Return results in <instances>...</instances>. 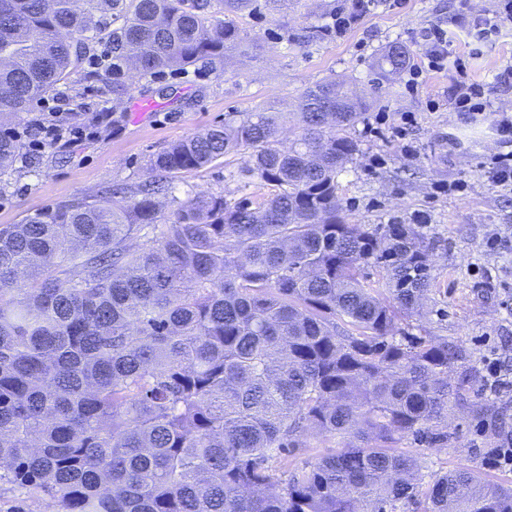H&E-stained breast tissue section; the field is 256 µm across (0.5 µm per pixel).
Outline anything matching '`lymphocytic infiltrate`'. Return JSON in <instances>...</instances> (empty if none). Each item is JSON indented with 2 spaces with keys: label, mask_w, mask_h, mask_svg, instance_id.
Returning a JSON list of instances; mask_svg holds the SVG:
<instances>
[{
  "label": "lymphocytic infiltrate",
  "mask_w": 512,
  "mask_h": 512,
  "mask_svg": "<svg viewBox=\"0 0 512 512\" xmlns=\"http://www.w3.org/2000/svg\"><path fill=\"white\" fill-rule=\"evenodd\" d=\"M499 10L486 15L476 10L473 0H454L449 25L430 24L418 34L422 48L421 61L409 70L411 79H419L425 72L454 70L455 83L452 101L455 109L467 120H477L489 107L492 86L512 87V64L498 73L494 84L474 79L473 60L480 54L481 45L490 38L512 39V0H500ZM406 0H336L323 27L326 35L344 38L355 31L365 17L377 11L392 12L403 8ZM49 111L38 113L22 129L30 153L37 154L57 144L77 146L82 139L80 129H63L58 122L60 110L68 105L65 92H57ZM496 133L502 147L485 164L489 180L496 186L512 188V114L499 113Z\"/></svg>",
  "instance_id": "obj_1"
}]
</instances>
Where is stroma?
<instances>
[{
  "label": "stroma",
  "mask_w": 512,
  "mask_h": 512,
  "mask_svg": "<svg viewBox=\"0 0 512 512\" xmlns=\"http://www.w3.org/2000/svg\"><path fill=\"white\" fill-rule=\"evenodd\" d=\"M334 0H253L236 15L243 34L226 50L219 67L197 64L143 78L127 71V92L112 88L104 63L109 37L121 19L97 15L99 32L65 90L70 102L62 114L66 127L84 130L74 148L53 147L27 163L0 172V224H18L46 207L77 197L95 196L109 186L135 187L147 178L150 157L207 129L238 119L243 112L297 111L306 90L329 79L346 80L367 104V121L379 133L356 128L359 152L338 177V195L350 221L371 227L394 221L420 223L427 241L436 243L435 286L421 324L431 335L462 344L466 362L483 369L500 358L512 368V190L483 176L481 162L499 149L494 121L512 113V90L491 97L484 122L472 123L454 112L451 70L426 74L417 91H408L405 74L382 78L376 63L390 45L408 48L411 60L421 50V27L448 22V0H409L404 9L367 17L362 27L337 41L321 30ZM442 100L429 111L430 99ZM159 109L142 122L130 119L136 100ZM110 113L106 123L97 113ZM415 124L405 139L392 134L401 113ZM413 153H404V145ZM246 155L238 151L200 171L174 179L172 192L160 197L164 212L188 192L221 194L235 201L260 195L258 185L240 175ZM463 180L465 191L441 192V185ZM496 246H489L491 235ZM456 445L421 451L423 474L458 466L483 469L490 478L512 479V470L489 464L484 438L466 414L451 419Z\"/></svg>",
  "instance_id": "stroma-1"
}]
</instances>
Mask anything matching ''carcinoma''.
<instances>
[{
	"label": "carcinoma",
	"instance_id": "cac0c4a2",
	"mask_svg": "<svg viewBox=\"0 0 512 512\" xmlns=\"http://www.w3.org/2000/svg\"><path fill=\"white\" fill-rule=\"evenodd\" d=\"M85 2L0 0V112L69 79L93 11L126 15L121 89L129 62L151 77L224 60L251 0H224L222 18L209 0ZM409 58L389 49L380 74ZM340 86L305 92L286 151L283 115L246 112L153 155L129 192L0 224V482L56 512H512L511 485L452 468L424 486L419 449L402 447L454 445L461 405L496 437L499 407L472 371L448 379L460 344L402 328L425 315L434 245L412 224L346 218L337 178L364 103ZM242 148L259 197L159 208L170 180ZM19 152L0 133L1 171Z\"/></svg>",
	"mask_w": 512,
	"mask_h": 512
}]
</instances>
